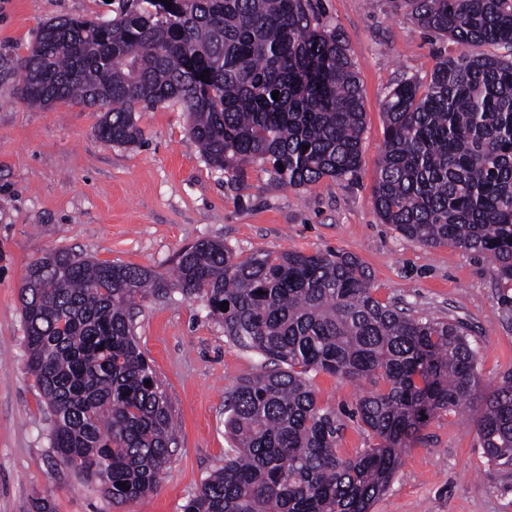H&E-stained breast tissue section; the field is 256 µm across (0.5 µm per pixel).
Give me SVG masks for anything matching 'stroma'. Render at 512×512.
I'll list each match as a JSON object with an SVG mask.
<instances>
[{"label":"stroma","mask_w":512,"mask_h":512,"mask_svg":"<svg viewBox=\"0 0 512 512\" xmlns=\"http://www.w3.org/2000/svg\"><path fill=\"white\" fill-rule=\"evenodd\" d=\"M317 3L321 23L347 43L363 92V167L349 182L292 189L256 164L238 190L190 143L179 106L138 112L142 142L117 146L94 134L103 108L73 101L36 108L18 95L16 79L0 78V512H33L39 497L54 512H183L231 446L225 391L264 362L225 336L202 299L174 289L144 301L135 333L171 399L177 443L154 492L113 503L58 464L49 441L53 416L27 369L20 286L34 261L57 250L167 278L184 248L206 240L243 258L257 250L345 251L362 261L379 301L466 323L483 386L512 373V289L501 285L491 260L405 238L374 209L384 97L402 77L428 81L445 39L419 28L393 0ZM112 9L109 0H0V66L31 52L42 22L108 20ZM312 384L320 405L343 424L339 456L352 459L373 446L354 414L369 383L319 372ZM476 419L468 407L436 414L404 450L371 512H512V466L486 460Z\"/></svg>","instance_id":"1"}]
</instances>
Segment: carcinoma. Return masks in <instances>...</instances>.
I'll list each match as a JSON object with an SVG mask.
<instances>
[{
	"label": "carcinoma",
	"instance_id": "1",
	"mask_svg": "<svg viewBox=\"0 0 512 512\" xmlns=\"http://www.w3.org/2000/svg\"><path fill=\"white\" fill-rule=\"evenodd\" d=\"M169 2L118 0L109 21L43 23L10 71L23 99L111 102L95 134L114 145L143 140L135 112L178 105L206 163L243 187L255 163L295 188L356 178L361 86L311 0ZM404 6L452 49L428 82L402 78L384 99L376 212L424 246L488 256L512 288V0ZM486 45L504 53L476 52ZM175 275L224 335L265 360L225 393L232 448L184 512H371L401 448L439 411L476 401L483 454L512 465V376L484 388L470 328L381 303L353 255L241 259L208 240L179 253ZM167 291L148 268L61 250L31 264L19 293L28 370L54 416L51 446L117 504L157 488L174 441L171 403L134 325L141 302ZM320 371L386 386L356 404L378 443L354 459L337 454L341 420L309 377Z\"/></svg>",
	"mask_w": 512,
	"mask_h": 512
}]
</instances>
